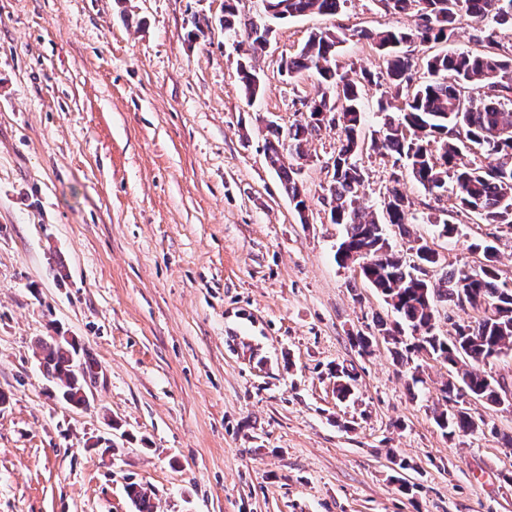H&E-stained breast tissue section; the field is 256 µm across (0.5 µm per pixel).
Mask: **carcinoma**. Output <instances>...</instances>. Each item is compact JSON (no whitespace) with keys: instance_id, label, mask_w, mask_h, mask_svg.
I'll return each instance as SVG.
<instances>
[{"instance_id":"cac0c4a2","label":"carcinoma","mask_w":512,"mask_h":512,"mask_svg":"<svg viewBox=\"0 0 512 512\" xmlns=\"http://www.w3.org/2000/svg\"><path fill=\"white\" fill-rule=\"evenodd\" d=\"M240 0H224V31L242 50L238 78L248 101H253L256 83L262 81L257 55L269 39L259 31L256 19L239 12ZM347 0H262L276 9L273 22L288 21L308 13L336 15ZM394 16H409L408 27L355 30L352 36L374 44L385 59L388 87L402 100L399 115L388 114L392 103L380 105L385 112L381 128L370 140V149L383 151L403 163L408 176L426 193L452 190L459 213L474 214L486 224H505L512 229V55L500 53L494 27L512 28V0H376ZM468 17L489 22L479 29L482 44L477 53L438 52L417 57L401 52L402 43L422 46L446 43L454 35L456 22ZM347 40L341 26L312 32L300 49L282 58L280 70L293 77L310 71L316 75L315 96L306 106L307 116L288 128L270 123V138L264 145L267 165L277 174L303 224L308 223L307 200L299 176L301 168L285 163L290 154L305 152L309 141L322 128L338 130V145L329 158L332 169L326 188L330 221L344 226L343 242L356 250L376 256L362 278L375 288L399 315L389 327L379 320L378 334L395 338L403 327L417 331L430 327L436 304L459 306L462 299H474L471 307L483 310L475 323L460 324L456 336L448 338L426 332L407 344L394 343L403 362L421 350L448 364L453 378L472 397L489 405L500 402L503 385L485 369L484 359L495 352L512 350V281L502 279L497 250L481 245L485 262L477 268L448 269L435 279L413 276L415 269L391 245L386 226L406 229L411 203L401 188V177L391 174L380 209L360 203L364 182L357 156L365 137L362 122V83L340 74L336 52ZM40 365L55 392L69 395L80 405L79 387L69 369L78 361L83 374H96L97 363L63 336L39 340ZM435 422L448 438L473 432V417L464 410L442 411ZM135 512H152L151 497L136 483L127 486Z\"/></svg>"}]
</instances>
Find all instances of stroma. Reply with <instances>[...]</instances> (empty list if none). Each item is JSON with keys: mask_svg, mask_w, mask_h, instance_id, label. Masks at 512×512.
<instances>
[{"mask_svg": "<svg viewBox=\"0 0 512 512\" xmlns=\"http://www.w3.org/2000/svg\"><path fill=\"white\" fill-rule=\"evenodd\" d=\"M223 14L224 0H0V512H134L131 482L154 512H512V412L464 400L484 426L445 437L447 365L396 361L375 328L395 313L335 261V130L309 144L304 222L263 153L268 122L300 119L317 87L282 57L319 29L410 18L347 0L278 23L250 102ZM336 64L372 73L373 133L382 55L352 38ZM358 163L379 208L393 160L367 148ZM403 190L396 251L422 240L442 267H475L487 242L512 278V228L461 217L441 235L453 195ZM58 327L98 364L89 406L48 392L34 342ZM338 364L357 373L344 401ZM100 436L114 451L87 450Z\"/></svg>", "mask_w": 512, "mask_h": 512, "instance_id": "obj_1", "label": "stroma"}]
</instances>
